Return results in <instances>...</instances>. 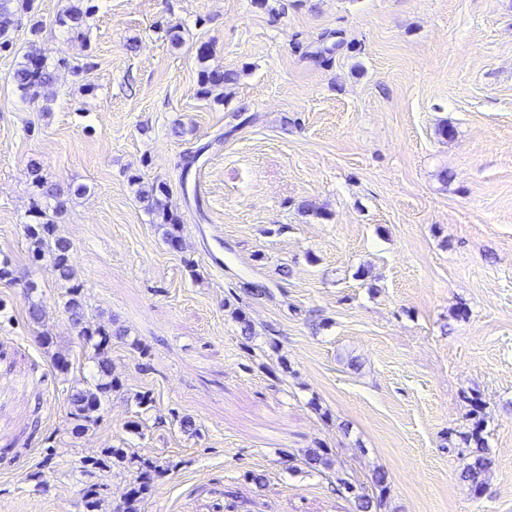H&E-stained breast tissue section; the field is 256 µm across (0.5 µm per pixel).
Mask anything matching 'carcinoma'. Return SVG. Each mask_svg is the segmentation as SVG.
<instances>
[{"label": "carcinoma", "instance_id": "obj_1", "mask_svg": "<svg viewBox=\"0 0 512 512\" xmlns=\"http://www.w3.org/2000/svg\"><path fill=\"white\" fill-rule=\"evenodd\" d=\"M93 0H68V4L57 19V24L66 29L72 38L80 41L84 49H89L87 39V20L93 15ZM29 15V32L33 39L42 33V24L33 13L32 0H0V52H16L14 32L18 28L19 16ZM91 54L85 55V62L73 65L66 57H61L53 64L47 63L35 49L23 54L16 65L13 80L20 97L45 112L49 110L50 98L47 91L56 82L61 69L75 76H81L93 68ZM237 73L219 68L205 67L198 74V93L205 98L215 100L224 98V87L235 83ZM29 184L34 196L41 202L35 210L33 222L23 225L26 239L29 241L31 257L35 261L49 259L56 278L66 287L63 307L69 315V321L76 339L92 351L91 359L96 373L93 382L77 388L69 395L68 424L72 433L80 435L88 432L102 418L104 405L109 402L112 392L121 387V382L114 375L112 358V341L126 338V331L111 319L99 323L87 317V304L84 290L86 285L79 277L71 254V244L58 232L56 220L66 211L67 204L74 196L84 194L81 187L63 185L45 177L39 168L31 166L28 170ZM132 180L140 183V203L155 215L158 224L164 227L167 242L177 247L181 244L180 216L170 210L167 203L166 188L155 182H143L141 176L133 175ZM482 403L475 398L472 402L471 430L464 436V443L474 445L469 450L470 461L462 468L461 478L475 490L483 487L491 465L488 449L482 440ZM124 460L119 449L106 448L100 456L83 461L84 471H108L116 463ZM306 462L313 469H329L333 465L332 452L326 448H314L306 456ZM129 465L135 470L133 487L123 501L112 507V512H139V504L149 495L156 482L173 468V464L159 463L148 459H132Z\"/></svg>", "mask_w": 512, "mask_h": 512}]
</instances>
